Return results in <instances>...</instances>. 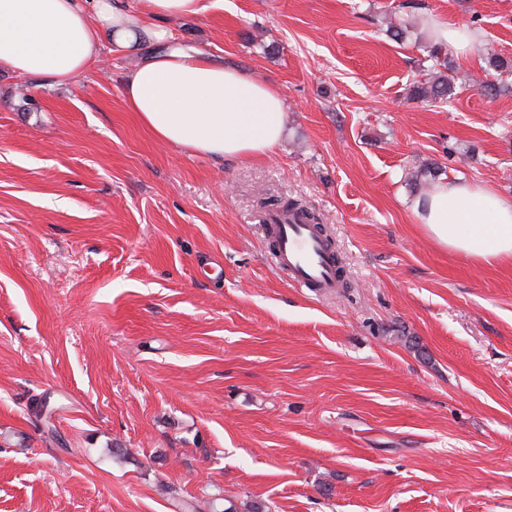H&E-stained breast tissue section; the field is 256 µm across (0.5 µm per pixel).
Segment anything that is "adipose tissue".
<instances>
[{"mask_svg":"<svg viewBox=\"0 0 512 512\" xmlns=\"http://www.w3.org/2000/svg\"><path fill=\"white\" fill-rule=\"evenodd\" d=\"M0 0V70L67 83L103 43L135 56L122 83L128 111L158 140L217 161L271 157L286 121L282 91L254 73L175 45L170 21L210 0ZM412 211L439 246L479 263L512 261V198L461 180L437 183Z\"/></svg>","mask_w":512,"mask_h":512,"instance_id":"1","label":"adipose tissue"}]
</instances>
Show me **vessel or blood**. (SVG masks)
I'll list each match as a JSON object with an SVG mask.
<instances>
[{
  "mask_svg": "<svg viewBox=\"0 0 512 512\" xmlns=\"http://www.w3.org/2000/svg\"><path fill=\"white\" fill-rule=\"evenodd\" d=\"M266 223L275 240L274 263L296 286L319 292L335 288L336 259L313 225L276 211L267 213Z\"/></svg>",
  "mask_w": 512,
  "mask_h": 512,
  "instance_id": "obj_1",
  "label": "vessel or blood"
}]
</instances>
